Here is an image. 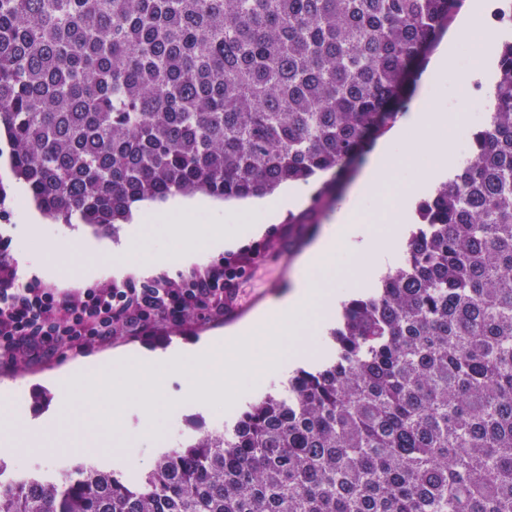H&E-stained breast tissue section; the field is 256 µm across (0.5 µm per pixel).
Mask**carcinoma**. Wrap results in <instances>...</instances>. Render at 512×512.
<instances>
[{"instance_id":"carcinoma-1","label":"carcinoma","mask_w":512,"mask_h":512,"mask_svg":"<svg viewBox=\"0 0 512 512\" xmlns=\"http://www.w3.org/2000/svg\"><path fill=\"white\" fill-rule=\"evenodd\" d=\"M461 0H0V134L40 211L113 230L175 193L362 160ZM487 119L336 348L120 476L7 472L0 512H512V5Z\"/></svg>"}]
</instances>
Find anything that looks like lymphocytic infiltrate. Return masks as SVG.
<instances>
[{
    "label": "lymphocytic infiltrate",
    "mask_w": 512,
    "mask_h": 512,
    "mask_svg": "<svg viewBox=\"0 0 512 512\" xmlns=\"http://www.w3.org/2000/svg\"><path fill=\"white\" fill-rule=\"evenodd\" d=\"M239 276L220 261L193 269L179 280L153 277L150 284L126 279L65 291L23 278L0 253V357L26 365L92 341H111L117 331L141 334L155 324L177 325L190 315H223L225 291Z\"/></svg>",
    "instance_id": "lymphocytic-infiltrate-1"
}]
</instances>
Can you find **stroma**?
<instances>
[{
	"label": "stroma",
	"mask_w": 512,
	"mask_h": 512,
	"mask_svg": "<svg viewBox=\"0 0 512 512\" xmlns=\"http://www.w3.org/2000/svg\"><path fill=\"white\" fill-rule=\"evenodd\" d=\"M477 0H462L453 13L447 28L430 48L413 79V90L400 107V114H407L417 106L423 95L433 91L449 90L454 82L451 74H436L437 58L448 42L456 35ZM8 145L0 141V236L11 240L10 257L18 263L21 271L29 269V254L43 251L46 241L54 235L70 236L74 246L83 251L93 252L107 263L121 265L120 247L125 241L129 227L118 225L114 232H94L90 227L79 224H54L44 222L31 233H24L21 227L22 215L31 203L23 183L16 180L9 163ZM365 170L364 164H357L330 193L329 203L317 211L311 223H299V210L285 212L279 221L268 225L265 232L257 237L245 239L236 249L214 250L194 260L193 264L174 267H153L144 272L134 273L135 281L144 282L159 274L178 278L190 267L203 268L220 259H236L242 274L237 280L238 299L234 314L225 317H194L177 326L157 324L150 332L139 335H123L107 343L93 342L83 350H68L62 355L45 359L30 365L4 370L0 368V386L14 384L24 390L22 405L33 415L44 417L46 423H53L61 408V397L53 382L54 376L79 356H98L123 351L129 348L166 349L176 342H199L230 336L241 324L251 321L255 315L270 303L286 293L297 272L298 258L310 247L321 233L325 224L331 223L337 209L347 198L352 187Z\"/></svg>",
	"instance_id": "obj_1"
}]
</instances>
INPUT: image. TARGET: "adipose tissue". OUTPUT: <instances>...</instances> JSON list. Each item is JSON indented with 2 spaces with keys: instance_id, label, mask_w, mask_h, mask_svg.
I'll use <instances>...</instances> for the list:
<instances>
[{
  "instance_id": "1",
  "label": "adipose tissue",
  "mask_w": 512,
  "mask_h": 512,
  "mask_svg": "<svg viewBox=\"0 0 512 512\" xmlns=\"http://www.w3.org/2000/svg\"><path fill=\"white\" fill-rule=\"evenodd\" d=\"M307 192L303 184L286 186L274 199L256 198L225 208L203 196L175 195L161 203L134 204L133 227L123 249L126 267L144 272L152 265L177 264L210 250L234 247L262 234L265 222L299 204Z\"/></svg>"
}]
</instances>
